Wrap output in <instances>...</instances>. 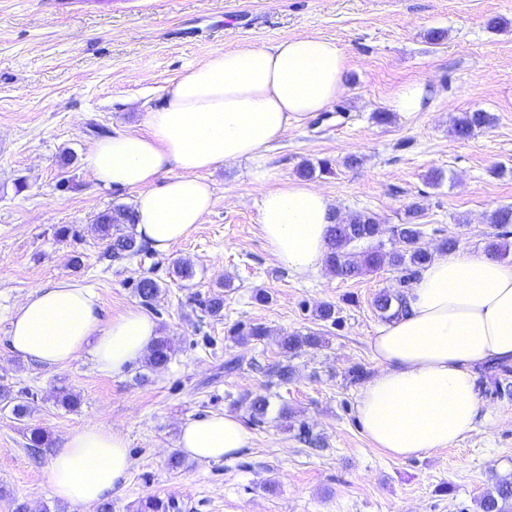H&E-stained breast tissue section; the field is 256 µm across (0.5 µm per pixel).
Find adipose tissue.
Masks as SVG:
<instances>
[{"mask_svg":"<svg viewBox=\"0 0 512 512\" xmlns=\"http://www.w3.org/2000/svg\"><path fill=\"white\" fill-rule=\"evenodd\" d=\"M347 70L336 42L317 37L225 50L174 78L144 130L97 140L87 168L101 187L137 190V238L168 252L210 211L205 172L262 158L345 92ZM333 208L330 196L302 182L264 191L260 227L277 264L296 276L320 271ZM158 336L144 311L102 320L91 289L61 280L33 289L14 310L7 342L26 361L52 368L87 355L113 376L138 366ZM371 349L378 369L357 399L366 437L397 459L447 450L475 425V368L512 359V264L461 252L434 256ZM252 440L236 415L208 414L182 426L178 446L208 463L237 457ZM131 465L120 431L86 424L51 453L52 495L97 512Z\"/></svg>","mask_w":512,"mask_h":512,"instance_id":"1","label":"adipose tissue"}]
</instances>
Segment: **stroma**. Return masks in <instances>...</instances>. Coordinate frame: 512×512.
Masks as SVG:
<instances>
[{
  "mask_svg": "<svg viewBox=\"0 0 512 512\" xmlns=\"http://www.w3.org/2000/svg\"><path fill=\"white\" fill-rule=\"evenodd\" d=\"M438 30L445 37L435 44ZM301 36L344 50V94L267 151L264 184L246 163L208 173L213 206L188 239L110 259L97 219L133 206L137 192L95 184L85 157L98 128L144 130L187 68L239 44ZM410 81L430 87L427 110L378 122ZM477 109L492 123L455 137V119ZM308 163L326 164L309 183L341 215L367 212L388 228L417 203L429 248L452 237L457 250L483 255L502 242L512 263V224L488 220L512 207V0H0V387L31 402L20 421L0 406V512L18 502L29 512H81L52 496L50 455L31 457L29 430L42 428L59 448L89 422L128 441L132 468L112 512L152 495L178 512H479L496 478L512 474V372L499 386L489 366L477 369L479 415L448 450L395 459L375 448L357 421L352 372L377 370L374 297L409 286L389 267L344 279L326 269L297 277L276 263L261 234V192L299 181ZM434 171L436 186L427 181ZM64 225L70 233L58 237ZM177 259L192 278L171 276ZM144 276L160 286L147 305L135 290ZM63 279L92 288L104 318L145 308L175 343L167 367L112 376L86 357L45 369L14 356L6 338L15 308L34 287ZM218 289L216 318L202 303ZM324 303L336 305L339 325L316 317ZM249 323L267 336L237 343L232 328ZM292 333L323 343L292 357L278 346ZM235 356L244 364L225 372ZM278 363L293 366L288 383L269 375ZM61 387L78 396L76 408L56 403ZM258 394L270 400L259 423L248 411ZM224 412L246 423L251 447L219 462L183 457L184 422Z\"/></svg>",
  "mask_w": 512,
  "mask_h": 512,
  "instance_id": "obj_1",
  "label": "stroma"
}]
</instances>
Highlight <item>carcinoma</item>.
Listing matches in <instances>:
<instances>
[{
    "instance_id": "1",
    "label": "carcinoma",
    "mask_w": 512,
    "mask_h": 512,
    "mask_svg": "<svg viewBox=\"0 0 512 512\" xmlns=\"http://www.w3.org/2000/svg\"><path fill=\"white\" fill-rule=\"evenodd\" d=\"M492 118L483 111L466 112L457 118L453 133L459 139H467L478 129L488 126ZM420 207L413 203L408 207L406 220L385 230L378 219L367 213H355L347 217L336 216L328 237V251L325 265L337 276L348 279L359 274L384 266L402 273L407 279L418 269L431 261L432 253L422 243L423 230L417 223ZM103 238L110 240L112 256L133 259L143 255L144 246L134 232L135 215L126 207L114 208L99 216L97 224ZM389 232L396 247L385 250L381 241L384 232ZM137 293L143 301L153 300L159 293L158 283L143 277L137 285ZM405 295L399 290H383L374 299V307L385 320L400 314L404 307ZM268 335L260 324L243 325L236 330L239 343L261 341ZM323 339L315 334H287L280 337L279 345L289 355L298 354L304 347H316ZM173 340L160 336L146 358V367L152 371L167 366L175 354ZM0 403L11 407L15 419L22 420L29 415V407L19 396L7 388H0ZM481 512H512V476H503L495 481L492 490L486 492L480 500ZM176 505L169 499L150 496L138 506V512H175Z\"/></svg>"
}]
</instances>
